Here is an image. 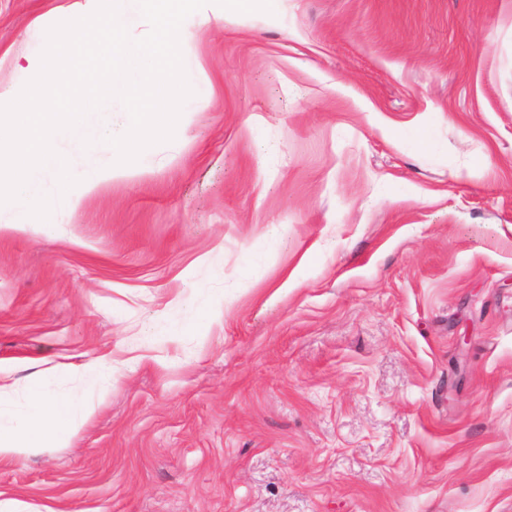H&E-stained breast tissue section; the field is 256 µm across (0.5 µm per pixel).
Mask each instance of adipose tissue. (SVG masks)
Returning <instances> with one entry per match:
<instances>
[{
	"mask_svg": "<svg viewBox=\"0 0 512 512\" xmlns=\"http://www.w3.org/2000/svg\"><path fill=\"white\" fill-rule=\"evenodd\" d=\"M111 387V381H103L93 400H49L42 393L40 376H32L26 412L8 424H0V464L18 462L49 440L61 442L70 437L95 413L99 402L105 401Z\"/></svg>",
	"mask_w": 512,
	"mask_h": 512,
	"instance_id": "adipose-tissue-1",
	"label": "adipose tissue"
}]
</instances>
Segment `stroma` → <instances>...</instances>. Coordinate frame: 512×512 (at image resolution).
Here are the masks:
<instances>
[{"label": "stroma", "mask_w": 512, "mask_h": 512, "mask_svg": "<svg viewBox=\"0 0 512 512\" xmlns=\"http://www.w3.org/2000/svg\"><path fill=\"white\" fill-rule=\"evenodd\" d=\"M92 0H0V83ZM186 19L173 141L0 232V418L112 357L26 512H512V0Z\"/></svg>", "instance_id": "35a3bbf8"}]
</instances>
